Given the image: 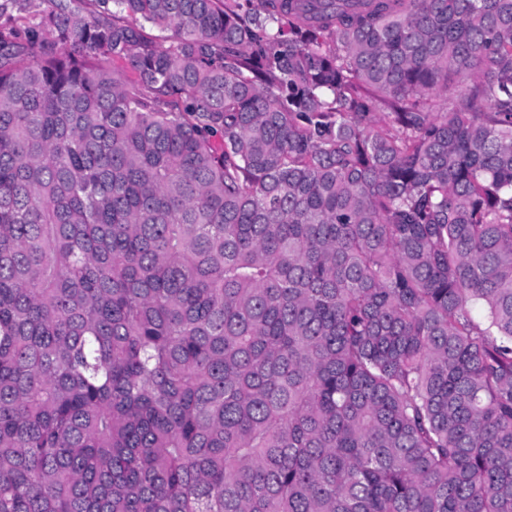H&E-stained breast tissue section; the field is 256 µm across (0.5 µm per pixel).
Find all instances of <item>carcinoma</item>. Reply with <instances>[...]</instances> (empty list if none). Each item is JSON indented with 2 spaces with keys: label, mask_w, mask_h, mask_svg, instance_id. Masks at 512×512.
I'll return each instance as SVG.
<instances>
[{
  "label": "carcinoma",
  "mask_w": 512,
  "mask_h": 512,
  "mask_svg": "<svg viewBox=\"0 0 512 512\" xmlns=\"http://www.w3.org/2000/svg\"><path fill=\"white\" fill-rule=\"evenodd\" d=\"M28 2L0 512H512V0Z\"/></svg>",
  "instance_id": "obj_1"
}]
</instances>
